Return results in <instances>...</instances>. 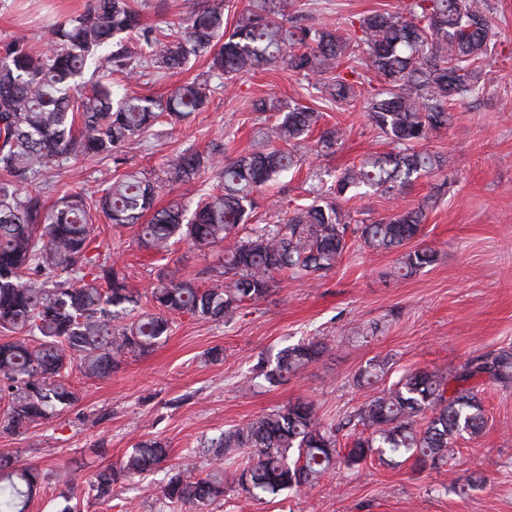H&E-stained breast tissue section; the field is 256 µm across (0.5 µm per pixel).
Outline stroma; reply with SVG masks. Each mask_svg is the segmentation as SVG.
<instances>
[{
  "label": "stroma",
  "mask_w": 512,
  "mask_h": 512,
  "mask_svg": "<svg viewBox=\"0 0 512 512\" xmlns=\"http://www.w3.org/2000/svg\"><path fill=\"white\" fill-rule=\"evenodd\" d=\"M87 0H0V41L24 34L42 50L56 46L54 25L83 12ZM207 0H137L145 22L155 28L185 26ZM401 0H294L308 24L345 30L350 18L374 10H397ZM499 52L482 64L485 91L477 102L453 106L451 127L431 134L425 149L448 159V185L435 191L421 179L403 193L356 197L344 207L368 219L428 202L421 244L438 252L436 264L399 279L397 256L370 251L358 239L327 276L305 282L282 278L270 298L239 311L232 321L174 316L172 333L152 353L126 361L111 376L79 380L78 402L37 428L0 435V455L16 457L46 473L41 496L30 512H62L66 502L80 512H174L161 487L174 469L212 467L201 443L224 429L298 399L313 401L319 416L336 419L355 411L367 392L353 376L375 357H390L391 385L410 368H452L470 357L512 347V0H488ZM207 83L201 112L174 125H155L127 145L125 168L151 171L177 152L221 145L233 158L257 145V99L298 102L323 112L326 124L347 130L344 146L327 155L302 150L296 173L267 188L250 223H279L286 211L309 204L321 178L366 154L388 150L370 124L363 102L340 109L318 98L308 79L276 64L226 82L208 73L205 60L178 75L147 73L124 81L135 95L167 94L183 81ZM111 159L71 158L33 187L47 203L72 191L94 195L112 179ZM93 240L102 256L127 266L129 283L148 295L170 263L137 247V227L116 229L99 221ZM329 338L331 347L308 368L271 387L251 391L241 382L264 353L307 338ZM223 351L220 362L208 350ZM485 431L458 440L457 452L437 470L412 461L367 459L352 471L326 476L313 488L256 501L229 490L223 501L181 512H512V386H486ZM166 443L163 466L135 483H117L103 502L88 492L98 470L120 461L144 439ZM482 485L469 495L454 488L469 476Z\"/></svg>",
  "instance_id": "35a3bbf8"
}]
</instances>
